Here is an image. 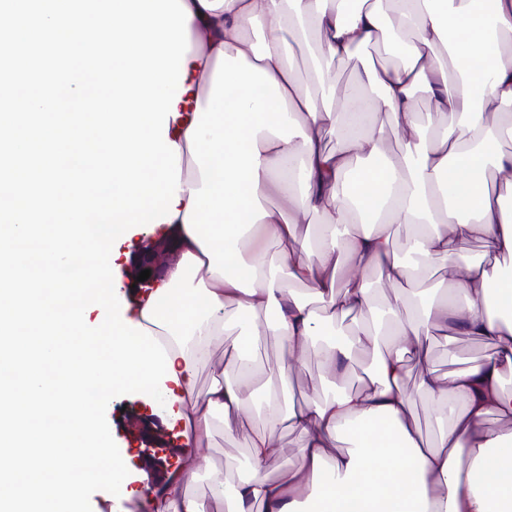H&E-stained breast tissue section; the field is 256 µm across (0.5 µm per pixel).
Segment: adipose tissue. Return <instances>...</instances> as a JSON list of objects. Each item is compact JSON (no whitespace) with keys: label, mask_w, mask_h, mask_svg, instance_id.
Returning <instances> with one entry per match:
<instances>
[{"label":"adipose tissue","mask_w":512,"mask_h":512,"mask_svg":"<svg viewBox=\"0 0 512 512\" xmlns=\"http://www.w3.org/2000/svg\"><path fill=\"white\" fill-rule=\"evenodd\" d=\"M192 14L188 83L195 118L176 142L192 168L171 220L181 250L169 285L145 295L138 321L165 341L177 374L172 420L196 447L216 427L247 441L230 460L233 484L214 482L209 503L189 491L195 467L173 472L160 512H512V430L491 433L487 416L512 418V211L487 171L512 190V0H183ZM318 35V60L351 58L387 36L402 59L363 64L344 108L324 82L306 84L293 51ZM430 110H417L418 92ZM336 133L327 147L325 131ZM396 137L400 163L388 156ZM317 217L313 236L299 226ZM275 253L258 246L257 237ZM480 257L463 258L470 242ZM415 253L413 262L398 250ZM448 284H432L437 262ZM377 271L397 293L379 311L366 278ZM422 285L426 303L402 293ZM307 293H299V286ZM275 313L287 348L278 384L255 426L257 332L244 319ZM327 375L343 378L370 356L362 391L342 390L283 407L281 397L320 336ZM438 335L488 345L485 361L441 374L429 364ZM224 342V368L204 386L198 367ZM440 409L437 443L424 445L404 387ZM299 436L286 460L275 436ZM353 439L335 452L345 428ZM282 471L271 476L269 467Z\"/></svg>","instance_id":"1"}]
</instances>
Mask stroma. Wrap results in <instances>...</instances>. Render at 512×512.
I'll return each instance as SVG.
<instances>
[{
  "label": "stroma",
  "mask_w": 512,
  "mask_h": 512,
  "mask_svg": "<svg viewBox=\"0 0 512 512\" xmlns=\"http://www.w3.org/2000/svg\"><path fill=\"white\" fill-rule=\"evenodd\" d=\"M172 238L167 225L153 221L138 226L128 235L119 237L113 247L114 261L112 264L113 280L117 285L115 291L120 301V311L125 315H132L140 292L145 289L144 284L136 280L137 271L135 262L138 253L143 248L157 243H171ZM491 350L484 343L464 336L449 341L444 337H436L431 349L430 364L439 373L460 368L486 360ZM131 410H142L149 415L152 426L165 436L166 447L170 448L175 463H182V450L186 444L184 437L172 434L169 428L167 409L144 405L136 395L128 394L113 398L106 409V419L113 439L115 440L121 457L129 470V478L135 488L132 496H114L105 491L95 492L91 497L92 512H130L131 501L143 502L144 512H158L159 499L155 496H146L144 490L154 482L153 472L141 469L138 455L143 445L137 434L132 431L127 421V413ZM196 456L207 459L206 469H203L190 486V491L198 497L207 496L211 481L214 477L224 474L227 459L246 455L244 440L225 439L223 433H215L209 447L199 448Z\"/></svg>",
  "instance_id": "35a3bbf8"
}]
</instances>
